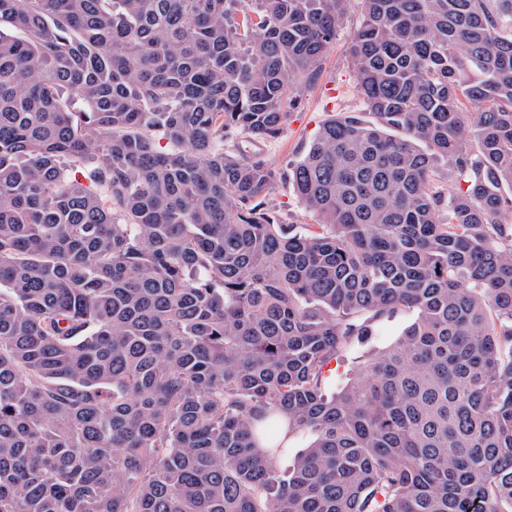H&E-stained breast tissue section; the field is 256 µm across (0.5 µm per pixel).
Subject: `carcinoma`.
<instances>
[{
	"label": "carcinoma",
	"instance_id": "obj_1",
	"mask_svg": "<svg viewBox=\"0 0 512 512\" xmlns=\"http://www.w3.org/2000/svg\"><path fill=\"white\" fill-rule=\"evenodd\" d=\"M346 2L0 0V512H512V0H362L373 120L286 173L225 148ZM271 204L275 207L281 220L286 224H316L315 214L306 210L299 202L294 188L288 180L283 179L275 184L270 195ZM414 315L401 312L390 318H384L375 325L376 335L371 336L368 343L355 345L347 351L344 363L332 364L329 390L339 392L348 382L350 370L366 360L371 354L382 351L393 345L402 335L405 328L413 321Z\"/></svg>",
	"mask_w": 512,
	"mask_h": 512
}]
</instances>
